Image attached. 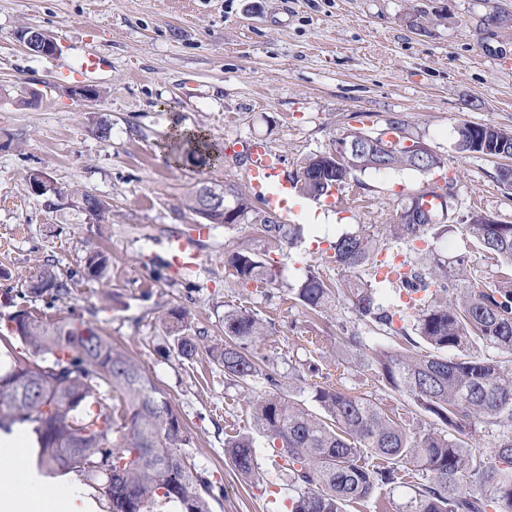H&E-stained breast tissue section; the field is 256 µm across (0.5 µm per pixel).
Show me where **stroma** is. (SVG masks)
Wrapping results in <instances>:
<instances>
[{
	"label": "stroma",
	"instance_id": "obj_1",
	"mask_svg": "<svg viewBox=\"0 0 512 512\" xmlns=\"http://www.w3.org/2000/svg\"><path fill=\"white\" fill-rule=\"evenodd\" d=\"M26 27L54 35L56 55H30L18 38ZM89 52L104 62L84 79L100 91L93 102L72 98L55 79L60 65ZM100 116L112 122L110 141L95 134ZM392 119L442 158L453 181L450 217L479 210L512 224V189L498 183L495 163L455 148L464 122L512 130V0H0V335L10 298L31 272L49 263L67 274L86 250L106 247L112 263L103 280L75 284L55 316L93 311L114 349L163 390L189 454L224 484L213 512H289L266 440L256 441L257 479L243 480L224 454L225 438L252 432V404L264 383L234 386L205 357L178 358L159 318L181 308L193 329L218 337L228 307L252 310L270 324L255 350L282 373V394L307 401L314 387L331 385L403 409L412 430L432 428L407 395L384 390L375 366L345 346L343 329L374 347L390 346L389 338L360 324L344 296L315 317L288 289L310 267L343 284L348 272L319 241L362 224L385 238L411 192L433 177L368 170L339 190L337 208L300 200L289 221L304 225L305 236L292 248L252 224L214 225L201 246L203 264L185 275L166 265L163 244L198 223L188 195L200 181L243 183L245 159L175 168L162 143L175 126L218 144L258 138L291 172L308 155L333 150L346 128L376 135ZM33 171L65 198L31 193ZM85 193L106 203L101 217L80 208ZM242 248L279 269L278 285L230 276L224 259ZM436 249L467 254L463 286L492 281V267L465 253L459 229ZM307 336L318 338L316 353ZM308 359L319 377L288 378L290 364Z\"/></svg>",
	"mask_w": 512,
	"mask_h": 512
}]
</instances>
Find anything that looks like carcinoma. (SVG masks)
I'll list each match as a JSON object with an SVG mask.
<instances>
[{"label":"carcinoma","mask_w":512,"mask_h":512,"mask_svg":"<svg viewBox=\"0 0 512 512\" xmlns=\"http://www.w3.org/2000/svg\"><path fill=\"white\" fill-rule=\"evenodd\" d=\"M462 127L456 150L512 160L511 131L494 124ZM362 135L353 128L336 139L338 145L358 144L349 154L329 151L305 158L292 177L297 196L319 201L326 197L320 190L341 188L367 170L430 173L443 167L428 148L405 149L404 136L387 142L384 152L363 142ZM179 148L203 163L215 152L205 136L186 137ZM448 189L447 184L439 194L434 186L416 191L387 225L393 243L426 244L418 259L400 264L404 272L393 282L376 278L387 242L366 226L341 234L329 246L331 261L351 274L346 294L358 319L409 344L402 351L372 349L381 381L392 392L410 395L436 424L448 428L446 434L434 428L412 433L399 413L333 386L315 389L319 414L283 396L279 373L254 351L268 325L251 310L224 311L219 339L193 330L179 309L163 318L177 357L192 361L207 355L224 370L228 384L246 385L260 375L267 381L269 391L252 407L253 427L284 461L280 472L291 492L290 512H350L408 477L413 479L411 512H512V359L471 353L482 346L512 355V224H497L476 211L459 224L466 245L493 261L497 275L482 287H455L465 260L458 259L454 271L430 244L448 233V225L439 219L407 221V212L424 197L443 200ZM224 192L239 223L258 224L267 236L290 246L304 239L303 225L271 219L237 185H224ZM110 262L102 250L88 253L81 278L102 279ZM225 264L246 285H272L280 277L247 249L230 253ZM72 285L73 276L46 264L19 291L23 305L7 317L10 332L37 359L23 361L9 351L0 357V431L27 424L39 461L62 475L77 473L109 512H212V504L224 498V485L185 452L187 437L164 392L83 314L72 309L64 318L48 317ZM390 285L413 303L389 299ZM289 292L314 314L336 300V291L313 269ZM30 301L43 306L31 307ZM396 317L403 321L397 329ZM290 374L304 383L319 374V366L308 361L291 367ZM478 423L501 428L490 457L469 442V430ZM224 453L242 478L259 476L252 435L225 439Z\"/></svg>","instance_id":"carcinoma-1"}]
</instances>
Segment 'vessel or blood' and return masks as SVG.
<instances>
[{
	"label": "vessel or blood",
	"instance_id": "vessel-or-blood-1",
	"mask_svg": "<svg viewBox=\"0 0 512 512\" xmlns=\"http://www.w3.org/2000/svg\"><path fill=\"white\" fill-rule=\"evenodd\" d=\"M101 65V59L90 53L85 55L78 65L61 70L59 77L64 81H78ZM226 148L231 152L245 155L248 186L266 210L284 218L293 213V187L284 174L283 160L276 151L264 141L257 139L232 141L227 143ZM209 233V226L197 224L193 226L191 235L169 237L166 241L169 264L186 272L197 269L202 263V256L195 242L207 237Z\"/></svg>",
	"mask_w": 512,
	"mask_h": 512
}]
</instances>
